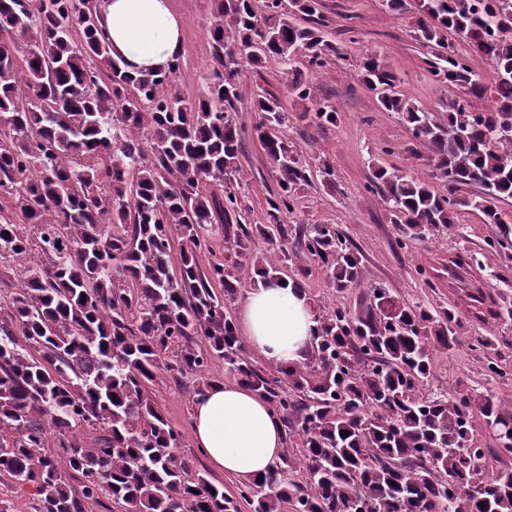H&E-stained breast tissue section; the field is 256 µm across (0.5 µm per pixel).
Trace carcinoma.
I'll return each mask as SVG.
<instances>
[{"instance_id": "cac0c4a2", "label": "carcinoma", "mask_w": 512, "mask_h": 512, "mask_svg": "<svg viewBox=\"0 0 512 512\" xmlns=\"http://www.w3.org/2000/svg\"><path fill=\"white\" fill-rule=\"evenodd\" d=\"M214 0L213 66L203 91L173 90L180 63L133 74L112 56L88 0H0V266L14 264L20 287L0 305V476L35 490L34 512H89L110 496L126 512H512V470L484 473L473 414L512 448V410L493 393H427L433 351L458 342L455 310L403 302L381 286L355 312L318 316L307 359L276 371L248 355L228 304L254 287L286 279L288 249L252 255L255 238L275 239L309 181L301 155L281 135L289 116L272 95L255 101L257 137L277 168L265 224L223 235L224 258L206 270L215 231L237 216L224 182L240 173L242 136L232 112L241 61L270 58L321 68L336 51L320 0ZM414 39L436 81L461 91L437 117L405 96L375 54L360 81L395 112L428 152L434 173L375 171L371 189L405 241L455 223L459 206L479 210L500 235L512 228L497 202L512 198V0H418ZM302 16L307 25L293 22ZM485 57L484 83L448 36ZM302 100L304 71H288ZM491 110L473 111L469 98ZM336 109L310 118L336 124ZM447 183L439 193L433 179ZM476 186L474 199L454 198ZM179 237L178 262L172 242ZM309 253L338 291L364 284L348 240L330 224L308 227ZM468 253L448 257L469 317H503L496 297L468 270ZM264 397L286 447L260 482L228 496L180 448V432L152 396L157 372L196 377L193 396L217 380L214 361ZM487 375L512 376L497 359ZM81 427L97 432L87 443ZM54 441L55 451L46 450Z\"/></svg>"}]
</instances>
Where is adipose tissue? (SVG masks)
<instances>
[{
    "label": "adipose tissue",
    "instance_id": "adipose-tissue-1",
    "mask_svg": "<svg viewBox=\"0 0 512 512\" xmlns=\"http://www.w3.org/2000/svg\"><path fill=\"white\" fill-rule=\"evenodd\" d=\"M112 53L135 73L167 70L180 54L183 27L172 0H99ZM240 335L275 367L303 362L317 325L302 289L273 282L250 292L236 322ZM191 426L197 448L215 471L262 479L283 451V426L269 403L227 382L196 397Z\"/></svg>",
    "mask_w": 512,
    "mask_h": 512
}]
</instances>
